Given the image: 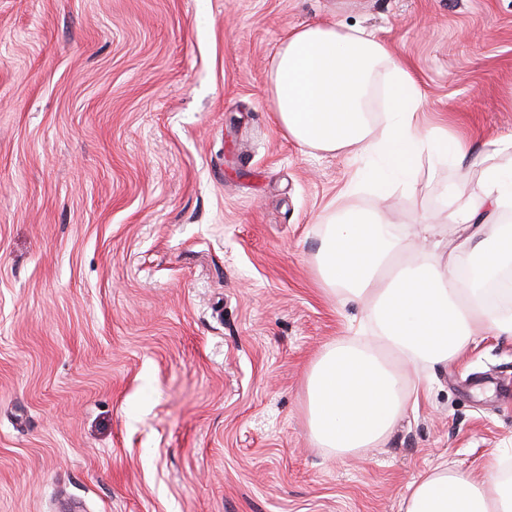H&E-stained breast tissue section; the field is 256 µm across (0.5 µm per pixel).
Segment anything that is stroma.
Instances as JSON below:
<instances>
[{
	"label": "stroma",
	"mask_w": 512,
	"mask_h": 512,
	"mask_svg": "<svg viewBox=\"0 0 512 512\" xmlns=\"http://www.w3.org/2000/svg\"><path fill=\"white\" fill-rule=\"evenodd\" d=\"M376 32L433 123L512 138V0H0V512H400L429 469L512 458V337L406 370L378 448L312 438L307 375L370 312L314 255L358 166L272 120L299 26ZM465 171L422 158L387 207L455 243Z\"/></svg>",
	"instance_id": "35a3bbf8"
}]
</instances>
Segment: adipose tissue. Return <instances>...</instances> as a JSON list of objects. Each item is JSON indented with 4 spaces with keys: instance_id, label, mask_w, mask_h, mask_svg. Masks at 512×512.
Returning <instances> with one entry per match:
<instances>
[{
    "instance_id": "ef3b65f1",
    "label": "adipose tissue",
    "mask_w": 512,
    "mask_h": 512,
    "mask_svg": "<svg viewBox=\"0 0 512 512\" xmlns=\"http://www.w3.org/2000/svg\"><path fill=\"white\" fill-rule=\"evenodd\" d=\"M377 87L386 101L379 119L368 107ZM268 94L276 125L299 146L378 158L381 174L361 173L378 198L393 183H410L424 153L459 168L471 157L456 135L425 126L406 62L361 27L321 22L292 30L276 50ZM483 180L479 201L459 209L466 234L450 251L433 224L398 231L377 210L354 205L325 215L318 275L327 293L373 299L377 342L336 343L313 364L307 412L320 447L344 456L384 441L408 402L401 366L447 362L471 344L478 324L512 336V306L492 301L487 290L512 267V226L494 221L512 210V163L486 166ZM409 238L415 254L396 279L381 281L380 269L402 255ZM402 512H512V490L498 470L477 478L438 467L410 485Z\"/></svg>"
}]
</instances>
